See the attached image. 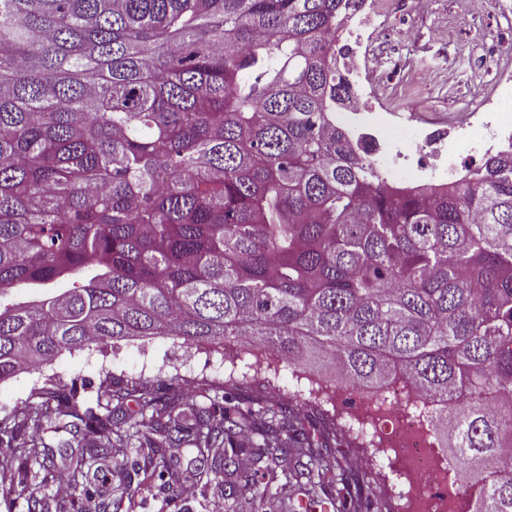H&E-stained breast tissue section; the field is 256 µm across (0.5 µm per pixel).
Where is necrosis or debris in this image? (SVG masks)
<instances>
[{
  "label": "necrosis or debris",
  "mask_w": 512,
  "mask_h": 512,
  "mask_svg": "<svg viewBox=\"0 0 512 512\" xmlns=\"http://www.w3.org/2000/svg\"><path fill=\"white\" fill-rule=\"evenodd\" d=\"M453 5L473 15L497 9L500 35L483 54L468 59L478 76L477 105L449 110L444 119L430 117L421 103L404 111L384 105L380 0H363L339 27L341 65L354 95L349 111L336 113V126L352 143L371 142L380 172L402 187L445 188L478 161L512 152V5L507 0H453ZM406 391L404 380L394 379L357 410L371 443L388 451L380 466L388 487L402 488L404 512H469L472 495L458 483L455 462L435 448L423 411L403 407Z\"/></svg>",
  "instance_id": "4bbe7bcc"
}]
</instances>
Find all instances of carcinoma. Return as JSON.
Masks as SVG:
<instances>
[{
  "label": "carcinoma",
  "mask_w": 512,
  "mask_h": 512,
  "mask_svg": "<svg viewBox=\"0 0 512 512\" xmlns=\"http://www.w3.org/2000/svg\"><path fill=\"white\" fill-rule=\"evenodd\" d=\"M358 2L0 0V381L93 344L255 336L356 389L398 373L419 397L458 395L430 423L477 512H512V154L445 190L392 188L331 121L350 100L336 30ZM31 398L0 426L5 454L47 471L40 433L84 423L73 480L108 469L117 512L130 445L174 483L173 451L195 449L235 501L282 481L327 512H388L335 423L291 400L218 419L174 386L104 385L82 415L52 378Z\"/></svg>",
  "instance_id": "cac0c4a2"
}]
</instances>
